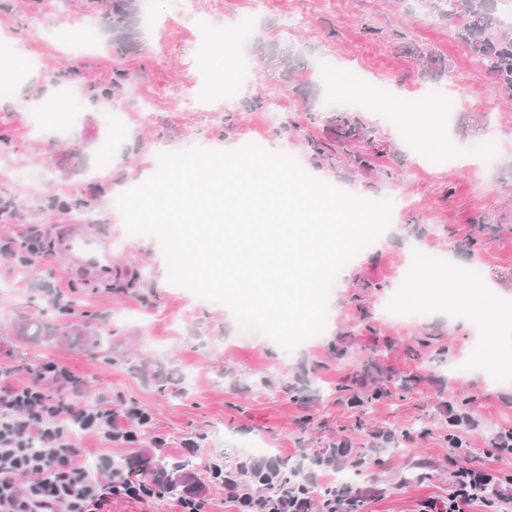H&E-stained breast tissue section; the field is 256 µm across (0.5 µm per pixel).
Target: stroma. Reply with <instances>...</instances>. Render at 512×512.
Listing matches in <instances>:
<instances>
[{"mask_svg":"<svg viewBox=\"0 0 512 512\" xmlns=\"http://www.w3.org/2000/svg\"><path fill=\"white\" fill-rule=\"evenodd\" d=\"M153 22H139V52L112 51V28L89 0H0V43L33 66L17 73L10 97H0V205L14 218L0 222V368L13 381L48 361L84 381L83 400L103 396L113 408L135 403L152 416V431L182 458L184 442L197 457L235 469L240 462L315 454L346 441L370 447L376 431L406 432L408 452H381L353 488L370 487L360 512H444L457 455L448 444V410L478 423L469 438L472 466L501 478L512 512V454L490 446L494 430L512 427V94L455 36L451 22L420 0H195L216 26L252 25L237 50L224 56L234 77L232 98L216 96L213 64L202 63L198 34L181 0H148ZM97 25L93 45L58 40L62 18ZM294 54L293 73L271 61ZM445 59V72H425L417 51ZM355 72L385 91L371 108L339 98L322 77L326 66ZM132 78L128 91L98 100L116 73ZM199 85L214 106L187 110L178 91ZM463 86L454 112L430 109L419 132L438 133L449 157L422 165L394 109L447 96ZM343 108L370 130L375 165L360 170L344 151L316 155L328 140L310 108ZM119 110L126 134L110 138L104 115ZM247 138L266 149L284 146L317 178L368 199L393 203V229L356 255L337 277L324 332L295 351L268 337L241 331L231 311L168 282L160 243L132 236L116 205L142 182L160 153L191 146L234 150ZM493 139L497 152L481 158L477 145ZM91 199L89 212H63L58 199ZM65 224H88L110 238L127 277L95 288L66 278L52 250ZM426 253L433 267L455 262L481 269L493 300L479 315L427 302L404 320L389 313L403 304L411 283L403 273L411 256ZM73 314L59 315L69 331L59 340L23 333L55 292ZM373 376L383 395L371 406L350 407L336 390L344 380ZM265 451L249 453L252 443ZM82 447L146 473L150 439L108 447L83 435Z\"/></svg>","mask_w":512,"mask_h":512,"instance_id":"obj_1","label":"stroma"}]
</instances>
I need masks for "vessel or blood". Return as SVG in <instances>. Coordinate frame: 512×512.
Here are the masks:
<instances>
[{"label":"vessel or blood","instance_id":"vessel-or-blood-1","mask_svg":"<svg viewBox=\"0 0 512 512\" xmlns=\"http://www.w3.org/2000/svg\"><path fill=\"white\" fill-rule=\"evenodd\" d=\"M54 251L69 276L85 283H105L121 274L107 239L90 230L65 228L54 238Z\"/></svg>","mask_w":512,"mask_h":512}]
</instances>
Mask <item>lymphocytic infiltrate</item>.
I'll use <instances>...</instances> for the list:
<instances>
[{
    "label": "lymphocytic infiltrate",
    "mask_w": 512,
    "mask_h": 512,
    "mask_svg": "<svg viewBox=\"0 0 512 512\" xmlns=\"http://www.w3.org/2000/svg\"><path fill=\"white\" fill-rule=\"evenodd\" d=\"M72 371L47 362L25 382L0 386V512H107L115 496L138 502L160 497L151 479H135L99 457L88 468L77 433L108 445L139 442L151 421L144 409L114 411L108 401L73 402L63 396ZM107 473L100 481L99 473ZM30 476L25 489L16 478Z\"/></svg>",
    "instance_id": "obj_1"
}]
</instances>
